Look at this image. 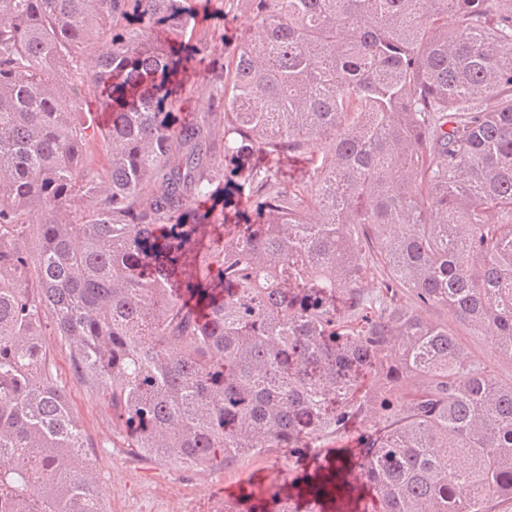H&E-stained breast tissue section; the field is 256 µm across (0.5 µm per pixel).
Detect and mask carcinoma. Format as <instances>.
I'll return each instance as SVG.
<instances>
[{"mask_svg":"<svg viewBox=\"0 0 512 512\" xmlns=\"http://www.w3.org/2000/svg\"><path fill=\"white\" fill-rule=\"evenodd\" d=\"M231 7L223 73L187 0H0V512H104L47 332L135 456L359 423L381 512H512V376L423 317L512 363V0ZM185 89L220 111L178 120ZM463 348L465 354L470 357H480L484 360L491 361L494 363L497 371H505L506 373H512V367L510 364H504L497 362L496 359L491 358V349L484 336H465L463 339Z\"/></svg>","mask_w":512,"mask_h":512,"instance_id":"1","label":"carcinoma"}]
</instances>
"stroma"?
<instances>
[{
    "label": "stroma",
    "instance_id": "stroma-1",
    "mask_svg": "<svg viewBox=\"0 0 512 512\" xmlns=\"http://www.w3.org/2000/svg\"><path fill=\"white\" fill-rule=\"evenodd\" d=\"M196 11L197 27L232 44L253 22L245 11L230 10L221 0H189ZM45 345L65 386L74 415L80 421L89 447L86 451L98 472L96 491L105 512H220L225 500L257 496L266 485V474L275 466L288 474L286 492L304 512L312 489L305 476L323 473L325 466L344 458L358 466L361 432L350 428L341 438H327L318 447L292 452L274 448L266 454L244 457L234 464H206L185 470L174 464H159L129 454L112 432L111 419L101 412L95 396L71 379L68 349L56 337Z\"/></svg>",
    "mask_w": 512,
    "mask_h": 512
}]
</instances>
